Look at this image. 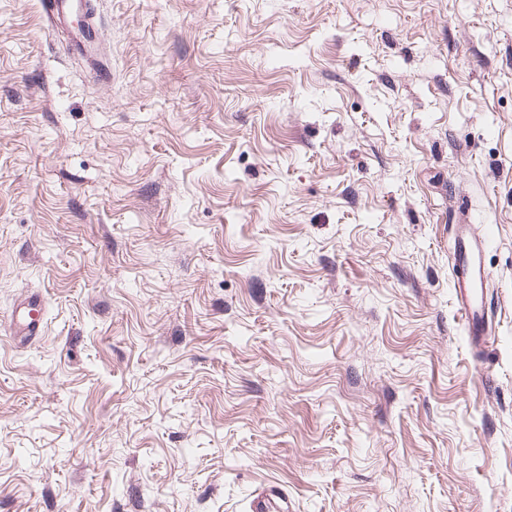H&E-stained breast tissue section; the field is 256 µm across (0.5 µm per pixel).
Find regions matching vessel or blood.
Instances as JSON below:
<instances>
[{"mask_svg": "<svg viewBox=\"0 0 512 512\" xmlns=\"http://www.w3.org/2000/svg\"><path fill=\"white\" fill-rule=\"evenodd\" d=\"M41 17L59 39L65 52L85 54L86 34L97 22L89 0H40ZM489 245L487 233L475 225H458L454 238L451 276L457 308L477 346L487 345L495 329L496 315L486 301L491 273L485 263ZM41 304L27 297L13 308L11 328L15 336L36 335L40 324Z\"/></svg>", "mask_w": 512, "mask_h": 512, "instance_id": "obj_1", "label": "vessel or blood"}]
</instances>
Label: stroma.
Returning a JSON list of instances; mask_svg holds the SVG:
<instances>
[{
	"mask_svg": "<svg viewBox=\"0 0 512 512\" xmlns=\"http://www.w3.org/2000/svg\"><path fill=\"white\" fill-rule=\"evenodd\" d=\"M96 8L0 0V512H512V0ZM88 0H41V17L47 28L60 40L66 53H77L87 59L92 70L98 73L100 60L87 53L86 33L96 30L93 8ZM81 14L82 20L75 24ZM451 276L457 308L469 336L481 349L494 336L496 314L486 301L491 273L485 263L489 236L473 224H455ZM41 303L27 297L21 299L13 308L11 328L14 336L26 338L36 336L40 324Z\"/></svg>",
	"mask_w": 512,
	"mask_h": 512,
	"instance_id": "obj_1",
	"label": "stroma"
}]
</instances>
